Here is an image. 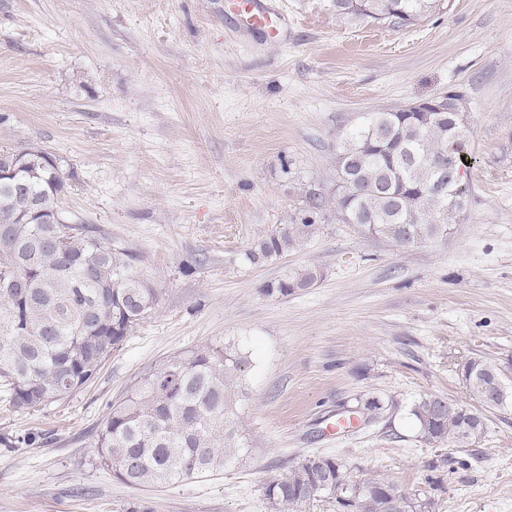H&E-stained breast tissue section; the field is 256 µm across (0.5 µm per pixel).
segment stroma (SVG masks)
<instances>
[{
	"mask_svg": "<svg viewBox=\"0 0 512 512\" xmlns=\"http://www.w3.org/2000/svg\"><path fill=\"white\" fill-rule=\"evenodd\" d=\"M283 39L224 0H0V151L41 146L73 173L67 223L135 251L160 302L64 400L11 405L0 386V512H271L266 481L310 454L431 500L433 512H512V407L464 448L415 438L413 400L471 398L459 364L512 368V0H445L414 26L265 0ZM463 92L466 206L408 247L318 217L281 258L243 253L333 190L336 143L369 112ZM314 287L269 296L284 269ZM232 341L249 353L237 414L247 454L221 472L130 486L101 460L113 404L174 356ZM397 400L334 429L356 397Z\"/></svg>",
	"mask_w": 512,
	"mask_h": 512,
	"instance_id": "obj_1",
	"label": "stroma"
}]
</instances>
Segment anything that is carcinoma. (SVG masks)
Wrapping results in <instances>:
<instances>
[{
	"mask_svg": "<svg viewBox=\"0 0 512 512\" xmlns=\"http://www.w3.org/2000/svg\"><path fill=\"white\" fill-rule=\"evenodd\" d=\"M336 14L415 24L443 8V0H328ZM454 108L443 121L428 99L419 107L372 112L336 144L335 179L348 186L325 193L311 188L292 224L261 237L244 253L251 265L278 259L314 231L315 218L332 210L344 224L398 246L448 232L463 209L466 191L456 183L464 165L465 125ZM24 164L0 184V223L12 228L13 246L0 251V381L16 408L60 401L86 385L133 328L160 301L141 278L139 255L112 247V237L88 224H32L19 213L32 200L60 211L70 176L65 160L39 146L0 153ZM445 168L443 189L436 188ZM322 278L319 268L286 270L268 283V295L288 296ZM14 279L23 288H11ZM246 352L236 343L193 348L144 376L112 410L98 434L102 462L136 486L174 484L224 469L246 442L235 421L245 394ZM478 405L452 404L424 394L408 409L417 439L429 448L465 447L485 434L483 410L512 406V390L493 402L485 389L503 380L496 364L469 358L459 368ZM389 399L363 395L344 415L352 425L378 421ZM349 512H430L432 502L398 491L376 478H354L335 456L313 454L268 480L274 512H299L317 496Z\"/></svg>",
	"mask_w": 512,
	"mask_h": 512,
	"instance_id": "cac0c4a2",
	"label": "carcinoma"
}]
</instances>
